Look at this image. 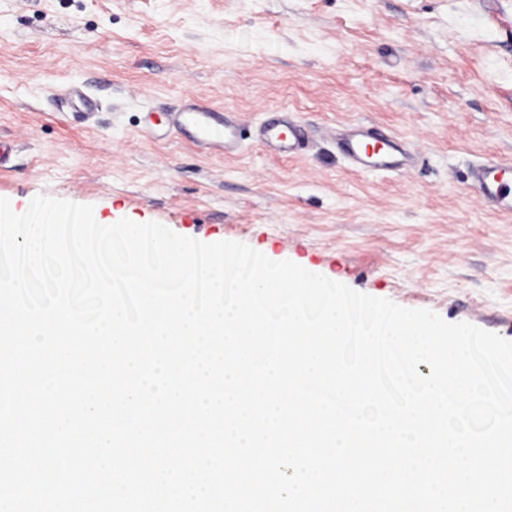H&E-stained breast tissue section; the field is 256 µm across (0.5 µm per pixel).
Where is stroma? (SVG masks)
<instances>
[{
	"mask_svg": "<svg viewBox=\"0 0 512 512\" xmlns=\"http://www.w3.org/2000/svg\"><path fill=\"white\" fill-rule=\"evenodd\" d=\"M188 99L237 113L235 155L148 133ZM274 112L305 127L299 156L257 141ZM351 123L403 138L412 164L352 171L332 139ZM0 138L16 213L47 194L242 242L512 340V215L469 178L512 161V0H0Z\"/></svg>",
	"mask_w": 512,
	"mask_h": 512,
	"instance_id": "stroma-1",
	"label": "stroma"
}]
</instances>
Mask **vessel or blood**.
Listing matches in <instances>:
<instances>
[{"label":"vessel or blood","instance_id":"obj_1","mask_svg":"<svg viewBox=\"0 0 512 512\" xmlns=\"http://www.w3.org/2000/svg\"><path fill=\"white\" fill-rule=\"evenodd\" d=\"M147 129L159 137L178 131L207 153L234 154L241 141L240 126L227 112L196 104L187 105L181 112L163 120L150 117ZM260 136L262 143L275 153L290 156L303 149L302 128L289 120L268 121ZM338 149L358 172L395 171L405 165L404 148L399 138L377 135L360 127L341 140ZM471 179L488 207L512 211V162L491 160L478 165L472 169Z\"/></svg>","mask_w":512,"mask_h":512}]
</instances>
